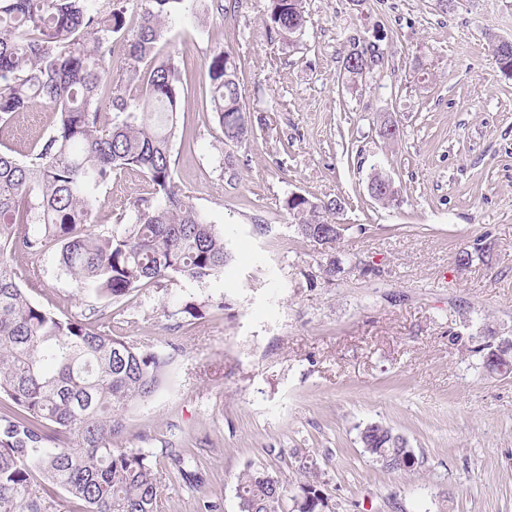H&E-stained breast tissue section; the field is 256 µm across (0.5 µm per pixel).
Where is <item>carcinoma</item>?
I'll return each instance as SVG.
<instances>
[{
	"label": "carcinoma",
	"mask_w": 512,
	"mask_h": 512,
	"mask_svg": "<svg viewBox=\"0 0 512 512\" xmlns=\"http://www.w3.org/2000/svg\"><path fill=\"white\" fill-rule=\"evenodd\" d=\"M127 0H0V128L33 104L49 106L52 133L23 159L0 149V512H53L49 490L79 512H162L154 455L114 448L125 413L160 388L166 359L128 341L112 325L61 317L38 305V281L24 276L21 256L55 242L58 264L78 292L115 303L162 279L203 283L230 262L224 234L201 215L176 181L172 139L183 94L179 51L165 40L177 20H198L202 0H142L130 25ZM270 37L291 44L304 28L302 0H268ZM126 68H112V47ZM380 61L371 43L350 40L343 58L349 82ZM209 108L236 145L252 133L242 104L237 63L228 51L209 64ZM112 110L108 119L102 106ZM151 186L130 216L106 233L89 229L98 191L120 174ZM338 199L286 200L293 232L327 231ZM455 335L483 354L484 368L512 371V348ZM364 451L402 470L407 441L373 423L360 432ZM323 490L305 480L286 494L277 476L247 469L237 477L238 512H320Z\"/></svg>",
	"instance_id": "1"
}]
</instances>
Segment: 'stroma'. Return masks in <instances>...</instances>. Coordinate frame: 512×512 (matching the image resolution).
Here are the masks:
<instances>
[{
	"label": "stroma",
	"instance_id": "obj_1",
	"mask_svg": "<svg viewBox=\"0 0 512 512\" xmlns=\"http://www.w3.org/2000/svg\"><path fill=\"white\" fill-rule=\"evenodd\" d=\"M207 22L165 37L180 51L177 181L225 234V275L196 284L164 279L108 311L124 334L169 359L168 378L125 417L116 448L189 457L200 488L163 469L165 512H238L236 480L265 468L287 490L315 476L336 512H512V376L488 372L452 342L512 339V76L492 45L512 41V0H303L299 41L271 39L267 0H223ZM383 59L355 84L341 81L349 38ZM238 64L253 134L225 146L206 112L214 53ZM429 80H422V72ZM394 122L398 141L379 136ZM37 105L0 146L23 157L53 130ZM388 175L398 203L369 195ZM127 174L100 191L95 230L143 197ZM340 198L343 238L319 246L290 229L285 201ZM484 239L469 266L456 254ZM343 272L329 280L321 264ZM42 283L35 300L86 315L55 250L26 257ZM193 299L198 317L180 313ZM383 423L415 455L392 471L365 453L360 432Z\"/></svg>",
	"mask_w": 512,
	"mask_h": 512
}]
</instances>
